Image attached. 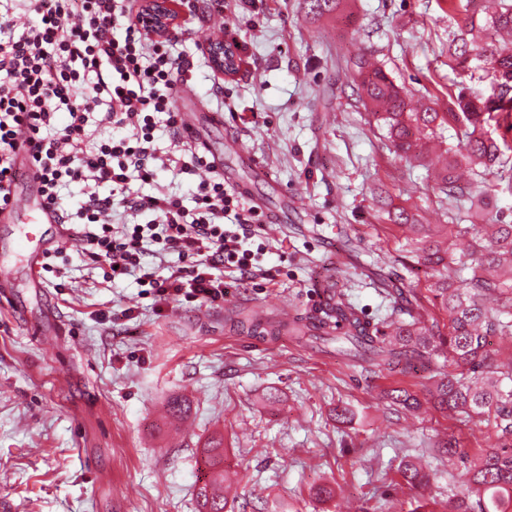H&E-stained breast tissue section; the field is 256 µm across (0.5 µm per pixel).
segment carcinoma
I'll return each instance as SVG.
<instances>
[{
    "label": "carcinoma",
    "instance_id": "1",
    "mask_svg": "<svg viewBox=\"0 0 512 512\" xmlns=\"http://www.w3.org/2000/svg\"><path fill=\"white\" fill-rule=\"evenodd\" d=\"M342 0H306L308 13L321 16L337 10ZM458 31L448 37V61L457 72L486 82L489 92L463 86L448 111L431 107L412 108L408 94L376 63L358 58L359 89L371 105L373 116L388 128L394 151L407 158L420 154V137L435 135L445 125L458 126L460 150L448 149V165L438 176L440 193L451 199H471L478 178L496 173L504 190L512 192V0H466ZM485 14V24L475 28L470 11ZM497 189L487 184L481 191L470 224H448L447 234L466 233L474 241L468 260L450 255L445 240L436 239L422 224H411L414 245L434 281L427 301L448 319V335L437 320L425 319L424 306L415 295L397 290L403 316L391 321L392 334L371 330L355 310L336 292L300 321L265 326L250 322L253 333L277 336L285 327L293 334L336 339L347 344L348 356L367 359L378 366L398 368L403 373L434 357L462 372H440L420 395L407 388H394L387 398L408 412H417L423 402L443 412L492 418L494 441L471 456L460 443L449 438L438 452L463 464L460 493L452 512H512V363H499L488 350V337L512 336V222L496 219L485 224V209L496 198ZM471 270L464 278L461 272ZM208 476L197 488L198 512H225L227 499L210 497L213 485L224 482V440L213 439L203 448ZM398 472L409 490L420 492L433 474L412 459H403Z\"/></svg>",
    "mask_w": 512,
    "mask_h": 512
}]
</instances>
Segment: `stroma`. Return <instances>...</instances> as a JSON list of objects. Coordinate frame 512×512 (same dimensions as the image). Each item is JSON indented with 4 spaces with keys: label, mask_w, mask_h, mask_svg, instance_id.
Masks as SVG:
<instances>
[{
    "label": "stroma",
    "mask_w": 512,
    "mask_h": 512,
    "mask_svg": "<svg viewBox=\"0 0 512 512\" xmlns=\"http://www.w3.org/2000/svg\"><path fill=\"white\" fill-rule=\"evenodd\" d=\"M188 23L178 50L194 70L177 106L197 112L218 173L276 215L260 237L275 279L235 286L218 308L159 309L134 279L105 287L72 240L66 287L34 288L15 249L27 217L0 222V263L14 270L13 288H0V512H197L202 449L215 435L230 512H413L397 474L412 457L437 472L426 497L452 499L461 464L436 456L434 443L452 436L473 455L492 427L398 412L384 397L427 383L436 364L407 375L343 355L333 341L241 326L255 314L272 324L304 316L332 288L362 322L383 327L392 300L377 286L380 256L403 287L426 290L409 235L390 216L402 211L435 231L466 223L469 204L438 192L440 152L411 162L394 154L354 62L371 57L414 101L447 111L470 82L448 66V0H344L321 18L307 16L305 0L220 14L197 0ZM231 31L244 48L216 97L204 49ZM227 103L234 113L214 120ZM126 308L131 319L109 321ZM272 392L279 402H268ZM175 396L190 403L178 430L159 411ZM339 406L349 420H337ZM326 483L335 497L312 496Z\"/></svg>",
    "instance_id": "stroma-1"
}]
</instances>
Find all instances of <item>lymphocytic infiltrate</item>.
Segmentation results:
<instances>
[{"instance_id": "obj_1", "label": "lymphocytic infiltrate", "mask_w": 512, "mask_h": 512, "mask_svg": "<svg viewBox=\"0 0 512 512\" xmlns=\"http://www.w3.org/2000/svg\"><path fill=\"white\" fill-rule=\"evenodd\" d=\"M0 10V211L12 206L21 152L56 223L80 241L106 282L136 276L155 303L224 304L223 270L270 279L262 249L249 245L263 224L245 193L214 173L199 179L193 208L157 188L158 173L194 175L208 161L176 107L193 64L175 54L184 27L155 37L138 0H11ZM165 120L174 149L154 136ZM107 137L90 144V126ZM82 185L76 210L64 185ZM154 186L151 194L133 183ZM146 223H138V216ZM174 256L152 266L146 253Z\"/></svg>"}]
</instances>
